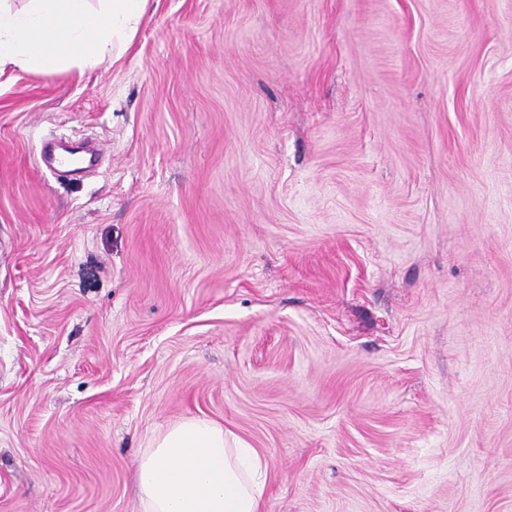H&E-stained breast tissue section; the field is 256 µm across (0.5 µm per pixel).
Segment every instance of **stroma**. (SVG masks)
Here are the masks:
<instances>
[{
	"label": "stroma",
	"instance_id": "obj_1",
	"mask_svg": "<svg viewBox=\"0 0 512 512\" xmlns=\"http://www.w3.org/2000/svg\"><path fill=\"white\" fill-rule=\"evenodd\" d=\"M194 417L263 512H512V0H152L0 72V512H142ZM99 150L82 144L65 141L47 143L42 149L37 165L41 170L53 171L69 168L70 172L80 173L93 165Z\"/></svg>",
	"mask_w": 512,
	"mask_h": 512
}]
</instances>
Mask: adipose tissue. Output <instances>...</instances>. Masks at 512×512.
Instances as JSON below:
<instances>
[{
  "mask_svg": "<svg viewBox=\"0 0 512 512\" xmlns=\"http://www.w3.org/2000/svg\"><path fill=\"white\" fill-rule=\"evenodd\" d=\"M150 0H0V70L54 73L119 61ZM267 460L230 430L188 418L141 454L142 512H262Z\"/></svg>",
  "mask_w": 512,
  "mask_h": 512,
  "instance_id": "obj_1",
  "label": "adipose tissue"
}]
</instances>
